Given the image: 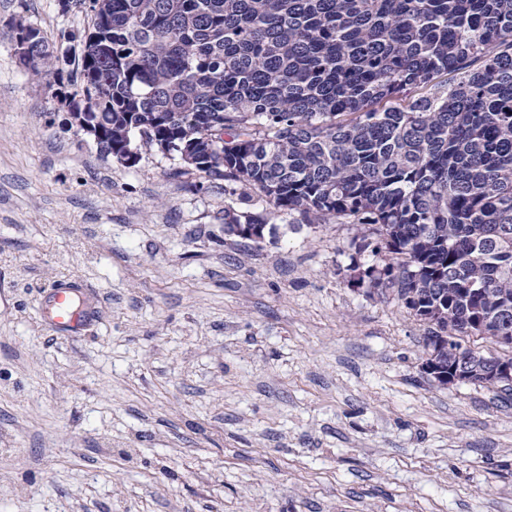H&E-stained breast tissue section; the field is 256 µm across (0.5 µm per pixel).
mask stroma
Instances as JSON below:
<instances>
[{
  "label": "stroma",
  "instance_id": "stroma-1",
  "mask_svg": "<svg viewBox=\"0 0 512 512\" xmlns=\"http://www.w3.org/2000/svg\"><path fill=\"white\" fill-rule=\"evenodd\" d=\"M0 0V512H512V400L421 371L427 326L360 280L364 225L283 215L254 243L239 189L127 166L70 127ZM90 320L53 330L47 293ZM269 221L268 218L264 216H257L247 213H241L236 214L234 212H225L224 214V231L227 234H234L237 236H240L242 238L249 239L251 241H254L258 243L257 240L252 239H258L255 235H251V238H247L244 233V228L242 227L243 224H259V227L262 228V234H259V237L261 239L265 238V231L266 227L268 225Z\"/></svg>",
  "mask_w": 512,
  "mask_h": 512
}]
</instances>
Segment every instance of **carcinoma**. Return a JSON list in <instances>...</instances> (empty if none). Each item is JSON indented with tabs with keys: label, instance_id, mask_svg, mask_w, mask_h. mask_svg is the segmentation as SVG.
Masks as SVG:
<instances>
[{
	"label": "carcinoma",
	"instance_id": "obj_1",
	"mask_svg": "<svg viewBox=\"0 0 512 512\" xmlns=\"http://www.w3.org/2000/svg\"><path fill=\"white\" fill-rule=\"evenodd\" d=\"M87 8L79 9V2ZM91 14L79 79L40 29L18 60L80 106L126 162L198 139L196 171L257 193L271 215L354 218L379 274L447 363L476 322L512 332V0H58ZM452 75L448 87L438 82ZM268 218L224 212V232Z\"/></svg>",
	"mask_w": 512,
	"mask_h": 512
}]
</instances>
